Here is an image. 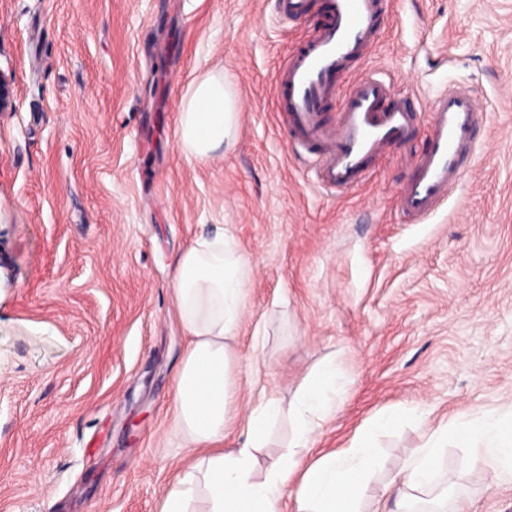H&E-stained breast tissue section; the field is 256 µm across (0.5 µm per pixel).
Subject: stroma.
<instances>
[{"label": "stroma", "instance_id": "1", "mask_svg": "<svg viewBox=\"0 0 512 512\" xmlns=\"http://www.w3.org/2000/svg\"><path fill=\"white\" fill-rule=\"evenodd\" d=\"M277 0H0V512H158L192 453L173 384L188 336L175 258L223 227L253 267L235 341L240 413L288 400L332 359L347 385L318 451L383 408L430 424L512 404V0H387L362 65L421 103L416 135L364 185L317 182L275 111L277 69L321 18ZM223 71L230 147L200 163L178 140L192 81ZM468 86L489 120L463 186L427 221L396 194L423 149L428 104ZM382 433L380 495L421 443ZM439 492L512 512L466 449ZM309 12L308 0H278V14L285 23H296Z\"/></svg>", "mask_w": 512, "mask_h": 512}]
</instances>
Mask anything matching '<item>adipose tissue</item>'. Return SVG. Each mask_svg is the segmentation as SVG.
<instances>
[{
  "instance_id": "adipose-tissue-1",
  "label": "adipose tissue",
  "mask_w": 512,
  "mask_h": 512,
  "mask_svg": "<svg viewBox=\"0 0 512 512\" xmlns=\"http://www.w3.org/2000/svg\"><path fill=\"white\" fill-rule=\"evenodd\" d=\"M223 74L207 75L184 101L178 134L187 156L203 161L230 142L237 114ZM251 281L248 262L234 242L216 232L198 237L176 260L174 300L189 344L173 385L177 425L194 461L160 500L158 512H191L204 500L205 512H277L290 497L294 512H364L369 479L381 465L379 432L420 415V407L383 409L369 418L338 451L316 452L324 425L340 411L345 382L335 361L324 363L287 401L261 395L245 421V437L234 448L224 440L236 401V336ZM291 424L288 451L264 478L254 475L256 453L266 446L271 424ZM467 448L488 480L512 486V406L461 412L425 433L419 449L404 459L386 492L404 504L425 497L438 483V459L448 444Z\"/></svg>"
}]
</instances>
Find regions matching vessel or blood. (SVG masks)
Returning a JSON list of instances; mask_svg holds the SVG:
<instances>
[{"instance_id":"obj_1","label":"vessel or blood","mask_w":512,"mask_h":512,"mask_svg":"<svg viewBox=\"0 0 512 512\" xmlns=\"http://www.w3.org/2000/svg\"><path fill=\"white\" fill-rule=\"evenodd\" d=\"M384 0H323V25L298 45L278 74L277 109L296 142L315 157L318 183L342 193L365 182L377 161L414 137L415 104L392 98L390 84L355 67L380 29ZM309 12L308 0H278L282 21L295 23ZM352 76L336 121L326 109ZM484 107L466 87H452L435 101L426 146L405 183L396 207L409 222L431 217L455 192L474 150Z\"/></svg>"}]
</instances>
